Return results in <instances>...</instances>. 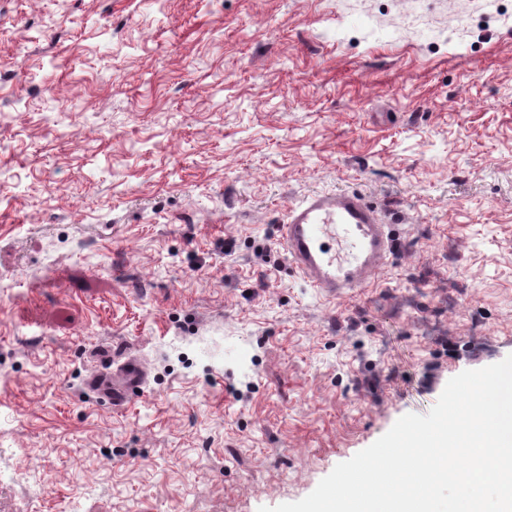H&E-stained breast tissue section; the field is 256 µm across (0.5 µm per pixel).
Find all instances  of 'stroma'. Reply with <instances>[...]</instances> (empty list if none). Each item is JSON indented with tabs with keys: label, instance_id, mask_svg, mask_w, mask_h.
Listing matches in <instances>:
<instances>
[{
	"label": "stroma",
	"instance_id": "obj_1",
	"mask_svg": "<svg viewBox=\"0 0 512 512\" xmlns=\"http://www.w3.org/2000/svg\"><path fill=\"white\" fill-rule=\"evenodd\" d=\"M346 189L328 298L280 226ZM510 355L512 0H0V512L295 502ZM280 241L311 287L333 298L366 288L393 248L388 225L351 191L313 194L289 207ZM146 379V371L140 362L130 359L112 374L95 373L88 380V385L112 407H120L143 391Z\"/></svg>",
	"mask_w": 512,
	"mask_h": 512
}]
</instances>
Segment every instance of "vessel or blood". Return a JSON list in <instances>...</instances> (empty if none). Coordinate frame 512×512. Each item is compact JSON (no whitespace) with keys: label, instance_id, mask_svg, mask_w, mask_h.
<instances>
[{"label":"vessel or blood","instance_id":"vessel-or-blood-1","mask_svg":"<svg viewBox=\"0 0 512 512\" xmlns=\"http://www.w3.org/2000/svg\"><path fill=\"white\" fill-rule=\"evenodd\" d=\"M280 241L311 287L333 298L367 287L393 248L387 224L351 191L313 194L289 207ZM146 379L143 366L131 359L112 373L92 375L88 385L120 407L141 393Z\"/></svg>","mask_w":512,"mask_h":512}]
</instances>
